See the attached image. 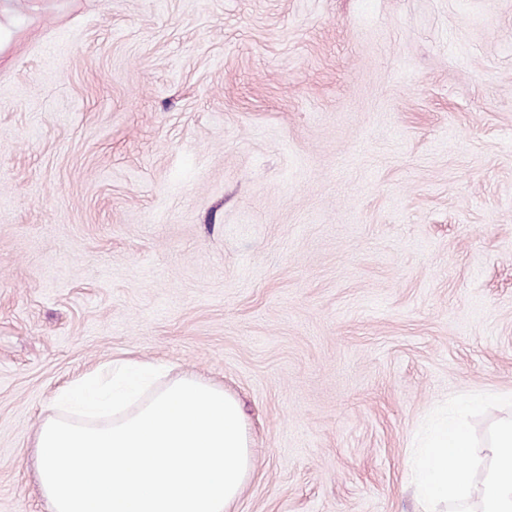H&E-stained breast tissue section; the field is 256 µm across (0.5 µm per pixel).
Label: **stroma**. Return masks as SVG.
I'll use <instances>...</instances> for the list:
<instances>
[{
	"mask_svg": "<svg viewBox=\"0 0 512 512\" xmlns=\"http://www.w3.org/2000/svg\"><path fill=\"white\" fill-rule=\"evenodd\" d=\"M0 512L113 360L239 399L234 512H416L512 394V0H0Z\"/></svg>",
	"mask_w": 512,
	"mask_h": 512,
	"instance_id": "1",
	"label": "stroma"
}]
</instances>
